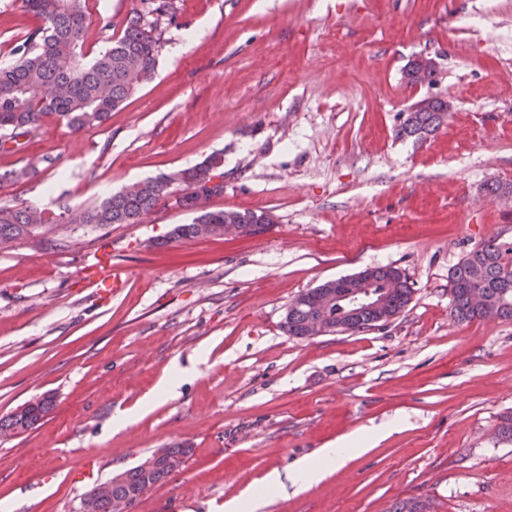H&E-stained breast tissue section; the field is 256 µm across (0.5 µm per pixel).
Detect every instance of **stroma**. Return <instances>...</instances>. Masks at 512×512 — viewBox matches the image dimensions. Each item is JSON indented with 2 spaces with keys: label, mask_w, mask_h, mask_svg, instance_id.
I'll use <instances>...</instances> for the list:
<instances>
[{
  "label": "stroma",
  "mask_w": 512,
  "mask_h": 512,
  "mask_svg": "<svg viewBox=\"0 0 512 512\" xmlns=\"http://www.w3.org/2000/svg\"><path fill=\"white\" fill-rule=\"evenodd\" d=\"M138 0H89L94 58ZM153 78L106 123L46 119L0 149V204L82 207L126 185L224 158L215 209L262 210L255 236L167 242L193 214L159 204L137 224L70 226L65 250L0 249V418L52 395L34 427L0 434V501L80 512L93 485L151 453L190 448L133 512H224L271 470L345 435L383 431L317 486L258 512H512V320H458L450 277L478 244L512 241V0H175ZM0 0V61L36 26ZM437 63L432 82L406 72ZM427 97L451 110L402 137ZM30 168V179L7 173ZM501 185L498 193L490 185ZM127 285L80 275L100 248ZM412 289L392 319L295 337L290 302L367 269ZM175 394L141 411L172 368ZM132 425L114 430L115 411Z\"/></svg>",
  "instance_id": "obj_1"
}]
</instances>
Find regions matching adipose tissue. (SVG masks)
<instances>
[{
    "label": "adipose tissue",
    "instance_id": "ef3b65f1",
    "mask_svg": "<svg viewBox=\"0 0 512 512\" xmlns=\"http://www.w3.org/2000/svg\"><path fill=\"white\" fill-rule=\"evenodd\" d=\"M371 442V437L366 435L344 436L336 443L319 449L313 459L301 462L288 473L269 472L263 479V487L284 497L289 492L310 488L334 472L350 456L367 451Z\"/></svg>",
    "mask_w": 512,
    "mask_h": 512
}]
</instances>
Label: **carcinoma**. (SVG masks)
<instances>
[{"instance_id":"carcinoma-1","label":"carcinoma","mask_w":512,"mask_h":512,"mask_svg":"<svg viewBox=\"0 0 512 512\" xmlns=\"http://www.w3.org/2000/svg\"><path fill=\"white\" fill-rule=\"evenodd\" d=\"M139 7L126 16L105 50L83 62L87 31V0H22L26 11L40 19L12 50L13 60L0 63V140L21 145V139L36 133L50 117L78 132L103 125L133 91L154 74L159 49V19L173 21L174 0H139ZM448 115V102L432 98L412 107L411 119L403 122L398 135L424 139L436 132ZM221 155L172 174H160L141 182L132 193L123 191L92 205L74 209L66 203L48 212L30 205H0V245L30 241L42 249L70 246L66 238L44 239L41 227L82 224L94 228L112 224H136L165 199L164 189L177 192L179 206L192 210L189 224L175 226L169 240L224 235V225L238 224L243 235L264 232L273 219L266 212L202 207L198 183L212 173L224 176ZM372 280L375 288L389 290L388 310L382 314L362 308L356 314L336 311L329 332L359 331L398 315L408 305L412 289L395 267H378L357 273ZM343 279L327 281L299 294L289 305L283 323L290 336H306L307 324L320 314L322 300L336 293ZM453 312L459 320L475 318L512 319V242L489 240L476 246L451 274ZM45 395L29 401L5 419L0 429L24 431L34 426L52 408ZM191 449L163 448L148 456V467L136 465L112 477V493L98 501L96 512H112V500L124 499L137 490L146 476L163 484L174 464L185 462ZM389 512H437L429 500L410 498L396 503Z\"/></svg>"}]
</instances>
